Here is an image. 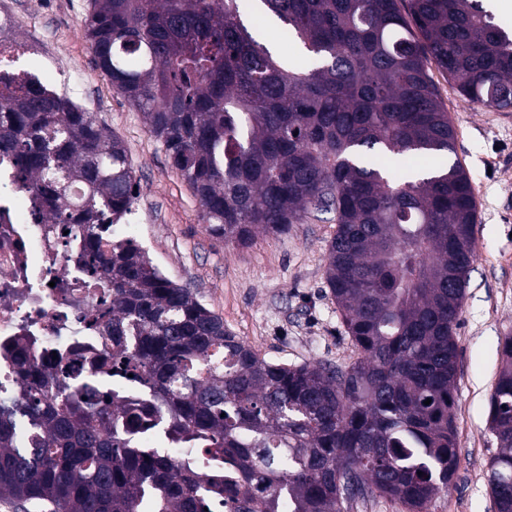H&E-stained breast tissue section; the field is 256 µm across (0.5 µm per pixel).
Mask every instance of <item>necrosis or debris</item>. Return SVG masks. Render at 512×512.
Listing matches in <instances>:
<instances>
[{
  "instance_id": "necrosis-or-debris-1",
  "label": "necrosis or debris",
  "mask_w": 512,
  "mask_h": 512,
  "mask_svg": "<svg viewBox=\"0 0 512 512\" xmlns=\"http://www.w3.org/2000/svg\"><path fill=\"white\" fill-rule=\"evenodd\" d=\"M33 181H21L0 154V396L24 401L19 357L71 384L75 395L94 382L102 396L128 394L110 374L112 339L90 332L87 320L111 315L112 291L79 265V225L61 233L35 218Z\"/></svg>"
}]
</instances>
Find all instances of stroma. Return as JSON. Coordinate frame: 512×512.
<instances>
[{"label": "stroma", "instance_id": "obj_1", "mask_svg": "<svg viewBox=\"0 0 512 512\" xmlns=\"http://www.w3.org/2000/svg\"><path fill=\"white\" fill-rule=\"evenodd\" d=\"M88 0H0L25 53L19 68L94 113L125 144L139 185L134 210L148 222L136 237L154 264L191 288L225 326L263 358L288 364L346 366L357 352L325 282L336 233L322 214L288 233L248 246L210 236L197 197L171 165L146 120L96 68L83 32ZM431 75L456 130L461 163L477 204L476 259L457 331L456 410L460 468L431 512H494L488 464L498 451L488 399L503 337L512 335V109L470 103L439 70Z\"/></svg>", "mask_w": 512, "mask_h": 512}]
</instances>
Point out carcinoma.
<instances>
[{"mask_svg":"<svg viewBox=\"0 0 512 512\" xmlns=\"http://www.w3.org/2000/svg\"><path fill=\"white\" fill-rule=\"evenodd\" d=\"M248 12L277 18L299 58L257 40ZM83 30L212 237L245 246L333 216L326 283L358 357L266 360L134 240L102 251L137 197L125 146L36 77L1 74L0 152L38 185L36 212L82 225L78 262L112 288V319L89 329L112 337V372L141 399L124 413L93 387L78 401L26 373L24 407L0 397V499L20 512H210L211 496L229 512H347L375 495L430 512L460 462L455 335L477 207L457 162L414 178L374 159L455 153L431 60L469 101L511 108L512 36L482 0H89ZM499 356L488 482L496 512H512V336ZM158 424L140 447L133 431Z\"/></svg>","mask_w":512,"mask_h":512,"instance_id":"carcinoma-1","label":"carcinoma"}]
</instances>
